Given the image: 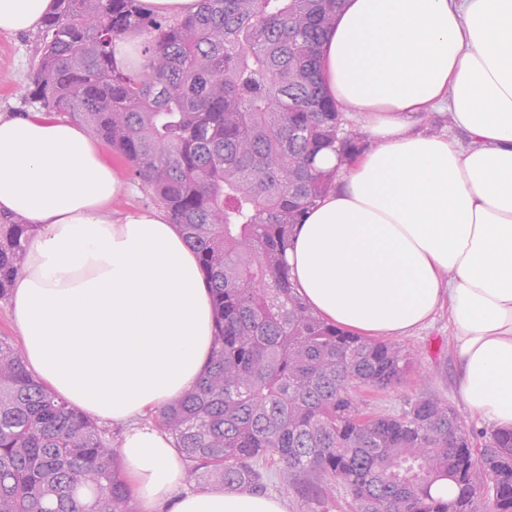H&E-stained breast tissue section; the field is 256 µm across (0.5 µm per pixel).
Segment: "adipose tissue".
Instances as JSON below:
<instances>
[{
  "label": "adipose tissue",
  "instance_id": "adipose-tissue-1",
  "mask_svg": "<svg viewBox=\"0 0 512 512\" xmlns=\"http://www.w3.org/2000/svg\"><path fill=\"white\" fill-rule=\"evenodd\" d=\"M55 0H0V31L41 26ZM340 112L370 140L285 253L298 293L358 336H404L448 311L465 410L512 429V0H343L321 49ZM453 115L463 141L416 130ZM80 125L0 115V212L38 230L11 311L48 391L123 426L134 512H288L246 489L189 488L154 420L195 389L214 308L194 250L161 208L111 210L127 191Z\"/></svg>",
  "mask_w": 512,
  "mask_h": 512
}]
</instances>
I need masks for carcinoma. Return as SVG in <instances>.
<instances>
[{"instance_id":"1","label":"carcinoma","mask_w":512,"mask_h":512,"mask_svg":"<svg viewBox=\"0 0 512 512\" xmlns=\"http://www.w3.org/2000/svg\"><path fill=\"white\" fill-rule=\"evenodd\" d=\"M339 6L201 0L170 18L143 0H57L31 96L110 145L197 253L214 353L199 387L158 412L190 487L264 494L274 475L321 508L339 485L352 512H512V430L475 447L425 385L398 415L364 410L353 391L398 387L414 355L323 322L283 262L339 175L317 156L360 147L320 77ZM129 33L141 43L121 67L114 43ZM35 229L0 224V299ZM121 466L108 430L46 391L1 337L0 512H134ZM440 480L456 488L446 502L430 495Z\"/></svg>"}]
</instances>
